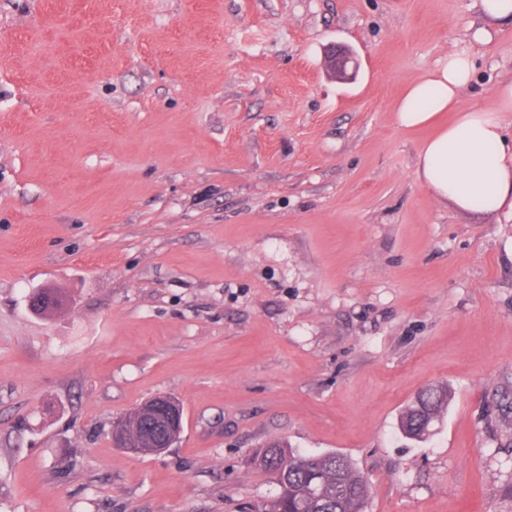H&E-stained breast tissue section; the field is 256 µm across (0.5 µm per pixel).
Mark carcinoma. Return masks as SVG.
I'll list each match as a JSON object with an SVG mask.
<instances>
[{
  "instance_id": "obj_1",
  "label": "carcinoma",
  "mask_w": 512,
  "mask_h": 512,
  "mask_svg": "<svg viewBox=\"0 0 512 512\" xmlns=\"http://www.w3.org/2000/svg\"><path fill=\"white\" fill-rule=\"evenodd\" d=\"M40 301L35 306L39 315L63 304L61 293L51 288L41 290ZM448 401L447 389L426 388L404 411L399 427L414 437L427 412H442ZM275 444L278 451H271L268 442L253 457L255 466L273 475L279 486L268 512H364L369 487L348 457L337 453L300 455L286 443L277 440Z\"/></svg>"
}]
</instances>
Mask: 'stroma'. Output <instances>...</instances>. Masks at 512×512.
<instances>
[{
  "mask_svg": "<svg viewBox=\"0 0 512 512\" xmlns=\"http://www.w3.org/2000/svg\"><path fill=\"white\" fill-rule=\"evenodd\" d=\"M481 23L479 0H0V512H257L272 440L348 456L366 512H512V217L437 200L432 129L395 120L451 51L459 109L495 107L512 22ZM35 287L66 305L32 314ZM158 394L180 441L113 447ZM327 67L333 73H337L344 80L350 79V76L356 71L357 63L353 53L345 47H332L326 57ZM352 63L353 72L348 74V65ZM450 395L447 388L442 387H428L426 388L418 399L404 411L401 416L399 427L410 438L420 439L413 434L420 422L426 418L427 412L432 408L436 409L440 414L447 407ZM440 416L436 414L430 415L426 418L425 423L427 427H431L433 422H436ZM420 433L422 432H415Z\"/></svg>",
  "mask_w": 512,
  "mask_h": 512,
  "instance_id": "stroma-1",
  "label": "stroma"
}]
</instances>
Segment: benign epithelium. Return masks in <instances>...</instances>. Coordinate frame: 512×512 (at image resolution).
Returning a JSON list of instances; mask_svg holds the SVG:
<instances>
[{"mask_svg": "<svg viewBox=\"0 0 512 512\" xmlns=\"http://www.w3.org/2000/svg\"><path fill=\"white\" fill-rule=\"evenodd\" d=\"M327 67L340 75L344 80L350 78L348 68H357L353 53L345 47H333L326 57ZM139 414L152 421V425L158 427L159 433L152 429L139 436L130 437L126 428V420L122 419L113 424V444L125 448L135 454L151 453L161 454L172 447L181 434L180 405L166 397L156 396L140 407Z\"/></svg>", "mask_w": 512, "mask_h": 512, "instance_id": "1", "label": "benign epithelium"}]
</instances>
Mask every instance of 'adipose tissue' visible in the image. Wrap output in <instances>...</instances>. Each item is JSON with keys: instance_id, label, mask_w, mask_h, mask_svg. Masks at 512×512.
Segmentation results:
<instances>
[{"instance_id": "obj_1", "label": "adipose tissue", "mask_w": 512, "mask_h": 512, "mask_svg": "<svg viewBox=\"0 0 512 512\" xmlns=\"http://www.w3.org/2000/svg\"><path fill=\"white\" fill-rule=\"evenodd\" d=\"M474 64L459 51L448 56L400 98L395 119L399 127L435 125L443 112L455 119L436 126L419 152L415 175L439 200L463 212L512 215V137L504 131L503 115L512 112V81L502 84L493 109L457 111L456 103L472 81Z\"/></svg>"}]
</instances>
